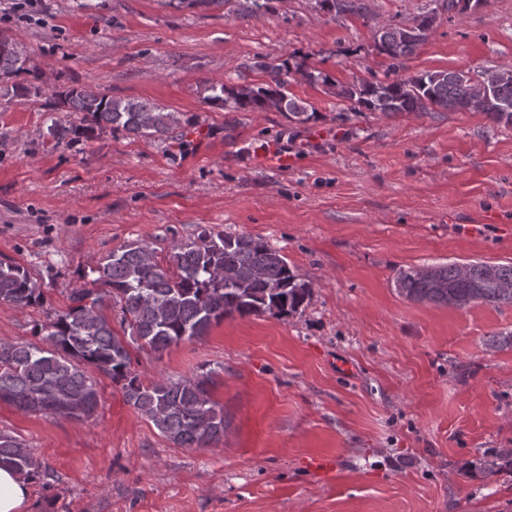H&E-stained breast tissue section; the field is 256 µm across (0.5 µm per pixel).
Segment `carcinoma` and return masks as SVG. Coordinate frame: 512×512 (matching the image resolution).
<instances>
[{
  "mask_svg": "<svg viewBox=\"0 0 512 512\" xmlns=\"http://www.w3.org/2000/svg\"><path fill=\"white\" fill-rule=\"evenodd\" d=\"M320 9L339 17L361 12L353 2L336 9V0H317ZM415 20L416 35L401 37V24H386L375 40L378 54L392 60V70L405 66L433 34L438 15L423 8ZM266 74L260 84H212L209 103L227 112H282L288 120L305 124L316 112L288 95L295 75L323 85L328 93L350 103L355 112H467L472 79L479 71H425L407 77L360 79L340 83L321 70L302 64L255 62ZM21 73L29 84L13 83ZM40 74L21 67L0 52V98L11 100L39 94ZM55 107L76 115L67 126L52 122L54 140L78 143L103 130L124 131L181 145L177 130L189 122L177 112L134 98L90 95L80 87L52 93ZM396 271L397 292L410 301L448 305V293L473 302L499 306L512 304V262L495 264L488 276V262L447 263ZM93 287L70 288L68 305L46 313L36 335L43 344L0 345V400L24 413L54 418L87 419L98 408L94 382L81 364L95 366L120 387L124 401L150 421L169 442L181 448H201L224 437V410L208 393L206 376L143 380L131 369L129 347L138 345L160 352L183 340L206 335L213 323L238 315H287L298 311L311 295V287L289 266L280 249L246 234L214 232L202 227L189 241H177L167 259L160 260L147 243L130 242L91 269ZM447 285V292L436 283ZM104 289H98V286ZM120 306L123 334H118L99 311L104 297ZM0 301L18 307H43L42 284L18 264L0 261ZM0 463H7L29 480L43 476L41 464L15 436L0 431ZM512 469V449H502L484 463V473L494 476Z\"/></svg>",
  "mask_w": 512,
  "mask_h": 512,
  "instance_id": "carcinoma-1",
  "label": "carcinoma"
}]
</instances>
